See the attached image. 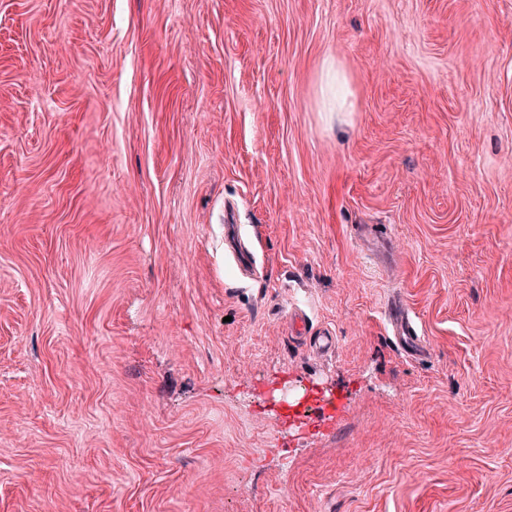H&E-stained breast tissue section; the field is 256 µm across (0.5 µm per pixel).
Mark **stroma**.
Masks as SVG:
<instances>
[{
	"mask_svg": "<svg viewBox=\"0 0 512 512\" xmlns=\"http://www.w3.org/2000/svg\"><path fill=\"white\" fill-rule=\"evenodd\" d=\"M0 512H512V0H0ZM337 65L330 61L326 65L325 81L321 85L322 98L327 102V112H343V106L336 99V87L342 83ZM334 100V104L332 103ZM242 232L238 224L224 225V244L234 256L240 268H249L252 265L251 252L242 245ZM388 320L394 343L408 357L419 360L429 355L430 348L404 302L390 307Z\"/></svg>",
	"mask_w": 512,
	"mask_h": 512,
	"instance_id": "stroma-1",
	"label": "stroma"
}]
</instances>
